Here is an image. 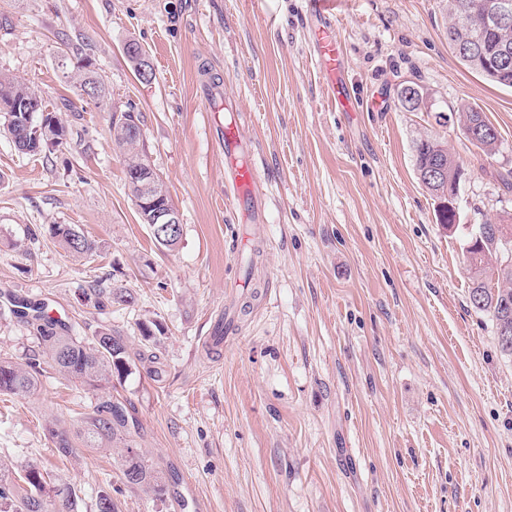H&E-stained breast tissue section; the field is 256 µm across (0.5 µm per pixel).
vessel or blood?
Returning <instances> with one entry per match:
<instances>
[{
  "label": "vessel or blood",
  "instance_id": "b4317fda",
  "mask_svg": "<svg viewBox=\"0 0 512 512\" xmlns=\"http://www.w3.org/2000/svg\"><path fill=\"white\" fill-rule=\"evenodd\" d=\"M308 28L313 38L317 69L336 108H344L347 96L341 79V48L336 36L334 0H308ZM218 139L224 148V181L233 190L244 217L258 222L263 204L255 166L238 153L239 130L234 119L218 122Z\"/></svg>",
  "mask_w": 512,
  "mask_h": 512
}]
</instances>
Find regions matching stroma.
<instances>
[{"label":"stroma","instance_id":"1","mask_svg":"<svg viewBox=\"0 0 512 512\" xmlns=\"http://www.w3.org/2000/svg\"><path fill=\"white\" fill-rule=\"evenodd\" d=\"M445 0H341L336 26L348 110L335 109L311 61L303 0H0V74L34 87L68 143L18 152L0 134V357L39 352L8 295L45 305L73 335L103 328L137 362L92 390L43 366L27 396L0 394V461L46 469L95 512H512V356L469 302L474 225L512 224V90L450 50ZM138 42L153 68L135 75ZM90 57L107 94L76 100L60 53ZM237 103L246 157L265 198L242 222L224 187L210 127L208 76ZM417 83L424 101L400 100ZM483 112L498 150L465 139L461 107ZM138 113L145 149L180 212L174 251L142 224L109 133ZM445 142L465 170L459 225L417 177L413 143ZM74 224L91 255L50 236ZM125 288L129 305L89 287ZM219 320L230 327L208 345ZM152 326L143 341L139 324ZM138 425L105 448L59 458L61 420L78 439L101 400ZM137 448L166 483L128 488L120 461Z\"/></svg>","mask_w":512,"mask_h":512}]
</instances>
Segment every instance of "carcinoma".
<instances>
[{"label": "carcinoma", "instance_id": "carcinoma-1", "mask_svg": "<svg viewBox=\"0 0 512 512\" xmlns=\"http://www.w3.org/2000/svg\"><path fill=\"white\" fill-rule=\"evenodd\" d=\"M448 45L469 34L484 24V0H447ZM512 53V34L488 33L483 52L490 58L503 50ZM469 69L491 79L483 60L460 57ZM64 77L74 84L75 94L84 98L79 83L92 78L96 93L90 101L104 98L105 88L98 72L82 65L77 72H65ZM493 80V79H491ZM493 83L512 88V76L495 79ZM0 117L4 119L3 130L14 147L23 154L38 155L50 152L66 143L67 127L57 113L47 110L43 98L29 85L15 78L0 76ZM141 130L140 120L133 112L112 115L110 133L114 149L126 161V187L133 198H138L139 189L134 182V173L150 165L143 145V135L134 138L131 131ZM415 171H420L440 157L447 171V183L433 187L429 192L442 197L445 185L460 184L461 166L446 145L432 137H422L414 142ZM152 196L157 204L172 205L169 191L157 173H152ZM50 234L60 247L72 256H81L93 251L94 244L76 226L55 224ZM466 252L472 272L469 300L473 308L491 315L496 326L498 346L502 353L512 356V237L503 235L498 224H479L471 235ZM36 333L40 342L42 359L68 379L84 383L95 390L110 387L114 376L128 373L132 359L123 337L108 328L98 330L88 340L70 335L66 324L41 314L34 316ZM40 359V360H42ZM37 358L23 365L8 358L0 359V394L25 396L37 384L36 374L40 369ZM127 408L112 401H104L93 408L84 420L83 439L85 447L99 448L121 428H127ZM60 422L49 428L58 455L68 456L73 441L59 430ZM123 484L128 487H146L155 493L164 491L162 477L147 464L144 456L132 447L125 448L121 456ZM22 488L10 477V470L0 463V512H48L44 499L47 487L46 476L36 466L24 471Z\"/></svg>", "mask_w": 512, "mask_h": 512}]
</instances>
